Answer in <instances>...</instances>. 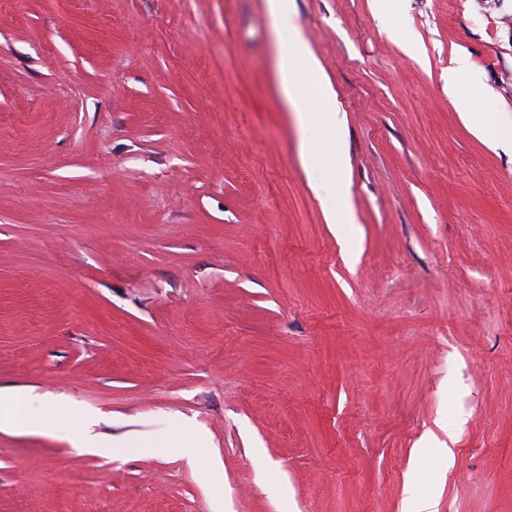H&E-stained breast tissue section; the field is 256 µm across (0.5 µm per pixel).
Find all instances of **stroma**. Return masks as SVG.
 I'll use <instances>...</instances> for the list:
<instances>
[{"label":"stroma","instance_id":"stroma-1","mask_svg":"<svg viewBox=\"0 0 512 512\" xmlns=\"http://www.w3.org/2000/svg\"><path fill=\"white\" fill-rule=\"evenodd\" d=\"M294 8L303 116L267 0L0 10V512H512V0ZM470 67L468 58L459 54L452 59L448 66V98L463 117H469L472 109L483 104L486 110L492 108V93L484 86L463 88L459 84V76ZM492 116L487 118V123L478 124L474 127L476 135L483 137L484 133L489 131L492 134L491 144L495 148H506L512 151V119L501 120L498 113L489 112ZM29 393H16L3 400L0 395V429L27 428L24 412L18 413L16 407H22L26 399H30Z\"/></svg>","mask_w":512,"mask_h":512}]
</instances>
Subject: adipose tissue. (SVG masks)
Segmentation results:
<instances>
[{
    "mask_svg": "<svg viewBox=\"0 0 512 512\" xmlns=\"http://www.w3.org/2000/svg\"><path fill=\"white\" fill-rule=\"evenodd\" d=\"M271 16L277 32L282 39L283 51L279 57L283 91L289 104H296L297 98L292 74L297 65L316 70L317 61L301 42L294 21L290 0H268ZM469 67L466 55L460 54L452 59L448 67V97L462 116H469L474 107L491 106L492 93L484 86L464 88L459 83L460 75Z\"/></svg>",
    "mask_w": 512,
    "mask_h": 512,
    "instance_id": "ef3b65f1",
    "label": "adipose tissue"
}]
</instances>
